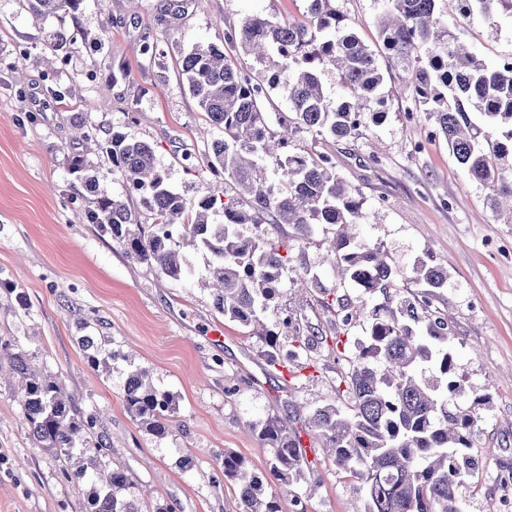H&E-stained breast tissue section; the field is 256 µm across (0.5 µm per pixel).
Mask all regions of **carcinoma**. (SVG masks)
<instances>
[{"mask_svg":"<svg viewBox=\"0 0 512 512\" xmlns=\"http://www.w3.org/2000/svg\"><path fill=\"white\" fill-rule=\"evenodd\" d=\"M82 2L22 0V8L37 20L55 18L49 42L55 52L75 43L69 20ZM331 2L309 0L304 21L274 22L255 13L225 31L226 45L254 55L259 65L254 72L233 67L223 50L201 43L179 62L203 120L224 131L197 161L189 153L183 156L186 170L202 167L234 184L247 195V207L214 194L190 204L169 185L149 144L90 127L83 137L107 158L128 193L141 194L154 223H137L128 201L113 196L97 178L85 182L94 195L85 218L127 256L177 281L191 271L186 248L210 252L207 276L198 282L208 280L214 309L256 337L267 366L291 372L290 384L300 387L317 378L313 353L326 350L343 362L333 400L313 410L305 427L327 460L358 480L365 512H462L460 488L478 471L471 453L475 418L453 399L460 382L449 380L441 391L422 374L425 365L437 366L445 377L453 370L447 349L450 318L433 307L434 289L443 287L448 276L420 259L412 272L423 291L401 296L405 273L387 261L381 245L358 239L364 214L333 170L331 157L288 151L300 129L350 140L388 113L377 51L348 29ZM438 2L382 0L380 51L406 74L413 102L408 114H422L430 134L443 137L467 175L490 190L491 209L506 211L512 224V59L486 63L448 31ZM450 2L464 17L479 13L493 22L501 14L512 15V0ZM325 70L336 73L334 102L323 89ZM275 89L291 111L277 132L269 126L267 110ZM246 224H287L294 244L272 243L261 232L249 236L243 232ZM315 224L332 230L329 285L301 255H290L310 238ZM286 280L299 290H318L325 321L312 324L290 311L274 327L265 322L264 313L282 300ZM356 283L369 295L380 294L384 303L370 308L364 298H351L347 288ZM364 321L366 345L350 336V329ZM327 325L333 333H327ZM285 339L292 346L286 354ZM79 343L92 368L110 367L112 352L102 349L96 337L82 336ZM0 349L23 378L21 406L32 438L59 453L67 480L92 486L81 512H174L126 501L122 492L128 478L122 468L106 475L94 461H84L96 416L81 415L52 375L30 372L23 353L8 351L6 344ZM122 403L147 432L157 437L169 432L172 396L149 380L147 369L130 371ZM249 431L270 448L271 457L265 472L258 473L244 457L224 454V477L237 487L238 512H283L279 496L267 488L290 486L304 476L300 430L292 420L268 416L249 425Z\"/></svg>","mask_w":512,"mask_h":512,"instance_id":"obj_1","label":"carcinoma"}]
</instances>
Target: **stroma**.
Segmentation results:
<instances>
[{
	"mask_svg": "<svg viewBox=\"0 0 512 512\" xmlns=\"http://www.w3.org/2000/svg\"><path fill=\"white\" fill-rule=\"evenodd\" d=\"M249 0H84L76 44L54 52V18L33 22L20 0H0V342H11L34 368L56 375L81 412L97 415L107 448L100 465L122 466L135 503H171L175 512H237V489L224 478L225 451L263 471L270 457L248 424L267 415L295 417L332 398L339 370L320 356V377L286 393L260 357L261 344L215 311L196 281L147 272L81 213L93 200L73 172L125 194L122 180L95 146L77 141L72 121L110 127L152 146L169 185L196 201L211 192L236 195L205 171H186L184 154H199L202 112L179 73L181 57L198 42L223 45ZM333 8L370 46H378L377 0H333ZM461 40L494 61L512 52V17L496 23L443 6ZM157 52L140 53L143 42ZM390 110L357 139L334 141L304 131L291 148L330 155L336 173L370 215L360 236L384 246L393 263L411 269L424 259L448 273L434 304L451 313L454 375L475 400L473 437L482 457L478 485L464 488V512H512V224L490 209L488 190L470 180L443 138L409 118V96L398 95L400 68L379 57ZM69 91L58 101L54 90ZM20 288L25 303L6 292ZM221 339H209L207 329ZM105 338L112 369L88 364L78 339ZM148 368L174 397L167 435L157 437L126 412L130 369ZM15 379H0V512H80L87 483L68 482L52 450L36 445L25 422ZM192 455L195 465L178 462ZM304 479L281 490L283 512L300 496L307 512H353L364 497L356 479L337 472L319 447L308 454Z\"/></svg>",
	"mask_w": 512,
	"mask_h": 512,
	"instance_id": "35a3bbf8",
	"label": "stroma"
}]
</instances>
